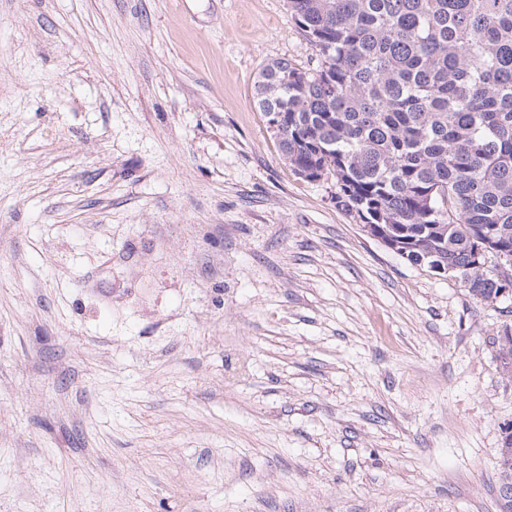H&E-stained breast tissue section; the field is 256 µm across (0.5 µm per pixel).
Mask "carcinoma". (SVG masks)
Segmentation results:
<instances>
[{"label":"carcinoma","mask_w":512,"mask_h":512,"mask_svg":"<svg viewBox=\"0 0 512 512\" xmlns=\"http://www.w3.org/2000/svg\"><path fill=\"white\" fill-rule=\"evenodd\" d=\"M317 52L259 70L284 163L336 177V205L410 263L459 279L476 301L512 298L469 269L476 247L512 256V0H288ZM512 381V326L498 338ZM499 488L512 486V424Z\"/></svg>","instance_id":"obj_1"}]
</instances>
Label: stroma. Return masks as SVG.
Wrapping results in <instances>:
<instances>
[{
	"label": "stroma",
	"instance_id": "obj_1",
	"mask_svg": "<svg viewBox=\"0 0 512 512\" xmlns=\"http://www.w3.org/2000/svg\"><path fill=\"white\" fill-rule=\"evenodd\" d=\"M287 0H0V512H500L512 313L286 166ZM498 357L501 361L502 372L508 381H512V328L505 324L498 338Z\"/></svg>",
	"mask_w": 512,
	"mask_h": 512
}]
</instances>
